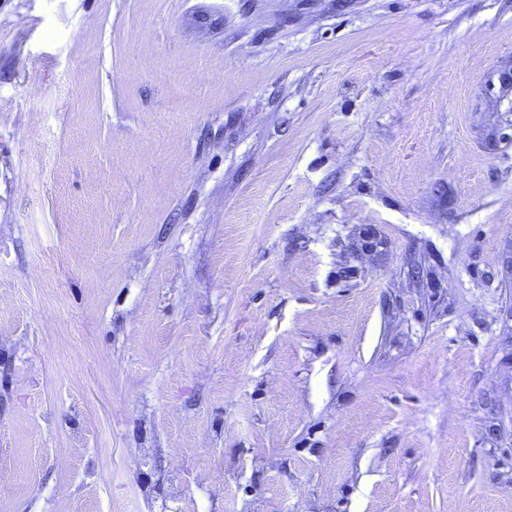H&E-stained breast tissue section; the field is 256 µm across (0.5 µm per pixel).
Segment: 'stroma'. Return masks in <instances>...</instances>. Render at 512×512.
Masks as SVG:
<instances>
[{"mask_svg": "<svg viewBox=\"0 0 512 512\" xmlns=\"http://www.w3.org/2000/svg\"><path fill=\"white\" fill-rule=\"evenodd\" d=\"M511 77L512 0H0V512H512Z\"/></svg>", "mask_w": 512, "mask_h": 512, "instance_id": "35a3bbf8", "label": "stroma"}]
</instances>
